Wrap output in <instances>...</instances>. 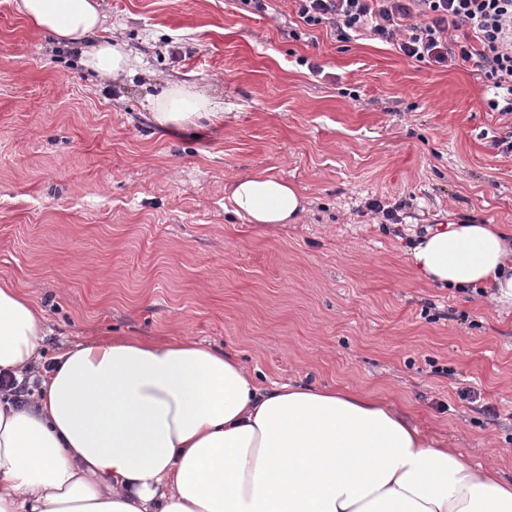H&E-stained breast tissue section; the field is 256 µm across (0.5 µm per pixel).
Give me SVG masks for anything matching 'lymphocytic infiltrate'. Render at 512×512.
Instances as JSON below:
<instances>
[{
  "label": "lymphocytic infiltrate",
  "instance_id": "f902f5d3",
  "mask_svg": "<svg viewBox=\"0 0 512 512\" xmlns=\"http://www.w3.org/2000/svg\"><path fill=\"white\" fill-rule=\"evenodd\" d=\"M310 27L329 26L348 42L361 36L398 46L440 68L477 60L493 95L490 110L512 114V0H295ZM472 41L454 42L449 30Z\"/></svg>",
  "mask_w": 512,
  "mask_h": 512
}]
</instances>
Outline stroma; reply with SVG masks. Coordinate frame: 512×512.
Instances as JSON below:
<instances>
[{"instance_id": "obj_1", "label": "stroma", "mask_w": 512, "mask_h": 512, "mask_svg": "<svg viewBox=\"0 0 512 512\" xmlns=\"http://www.w3.org/2000/svg\"><path fill=\"white\" fill-rule=\"evenodd\" d=\"M142 63L112 82L0 0V279L32 290L49 352L188 334L266 382L350 386L512 477V313L417 279L414 235L512 227V116L476 61L438 68L307 28L293 0H99ZM195 86L224 118L162 131L149 96ZM274 169L295 224L234 214ZM378 199L393 224L370 212Z\"/></svg>"}]
</instances>
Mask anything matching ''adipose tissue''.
<instances>
[{
  "instance_id": "ef3b65f1",
  "label": "adipose tissue",
  "mask_w": 512,
  "mask_h": 512,
  "mask_svg": "<svg viewBox=\"0 0 512 512\" xmlns=\"http://www.w3.org/2000/svg\"><path fill=\"white\" fill-rule=\"evenodd\" d=\"M35 32L115 79L133 60L101 38L98 0H18ZM162 129L219 120L224 105L167 85ZM228 200L249 223L294 224L301 189L270 171ZM438 288H487L512 310V229L448 223L409 251ZM46 334L42 309L0 280V373L22 378ZM0 512H512V478L424 436L408 409L349 387L266 386L234 355L188 336H89L53 356L29 402L0 396Z\"/></svg>"
}]
</instances>
